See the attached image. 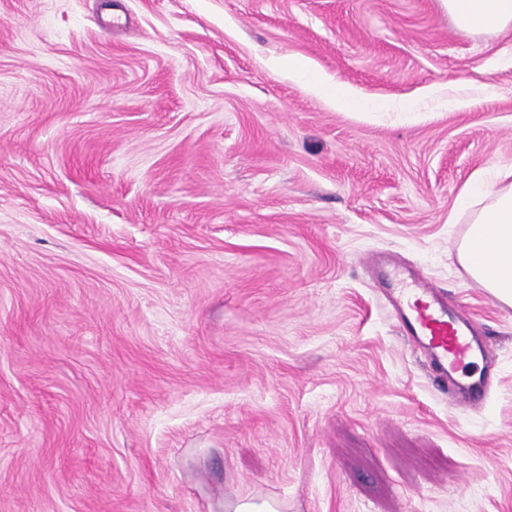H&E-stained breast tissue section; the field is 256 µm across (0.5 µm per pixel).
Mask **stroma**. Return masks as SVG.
Segmentation results:
<instances>
[{
    "label": "stroma",
    "mask_w": 512,
    "mask_h": 512,
    "mask_svg": "<svg viewBox=\"0 0 512 512\" xmlns=\"http://www.w3.org/2000/svg\"><path fill=\"white\" fill-rule=\"evenodd\" d=\"M510 164L512 28L441 0H0V512H512V308L448 221ZM395 267L483 330L485 408ZM409 295L399 290L396 306L399 328L428 357L429 377L433 386L448 399L461 397L472 404L482 401L489 372L477 378L460 373L465 364L483 357V350L474 335L471 320L463 309L448 311L440 289L429 281L409 283Z\"/></svg>",
    "instance_id": "35a3bbf8"
}]
</instances>
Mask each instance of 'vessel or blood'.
Wrapping results in <instances>:
<instances>
[{
    "label": "vessel or blood",
    "instance_id": "obj_1",
    "mask_svg": "<svg viewBox=\"0 0 512 512\" xmlns=\"http://www.w3.org/2000/svg\"><path fill=\"white\" fill-rule=\"evenodd\" d=\"M399 328L428 357L429 377L441 392L480 403L488 376H466L464 365L482 357L483 350L474 335L465 310H449L440 289L427 281H415L409 294L400 295L396 306Z\"/></svg>",
    "mask_w": 512,
    "mask_h": 512
}]
</instances>
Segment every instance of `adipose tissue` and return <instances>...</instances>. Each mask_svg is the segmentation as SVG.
Returning <instances> with one entry per match:
<instances>
[{"instance_id":"1","label":"adipose tissue","mask_w":512,"mask_h":512,"mask_svg":"<svg viewBox=\"0 0 512 512\" xmlns=\"http://www.w3.org/2000/svg\"><path fill=\"white\" fill-rule=\"evenodd\" d=\"M466 32L500 31L512 25V0H442ZM457 206L470 221L458 259L469 277L512 307V165L479 171L465 183Z\"/></svg>"}]
</instances>
